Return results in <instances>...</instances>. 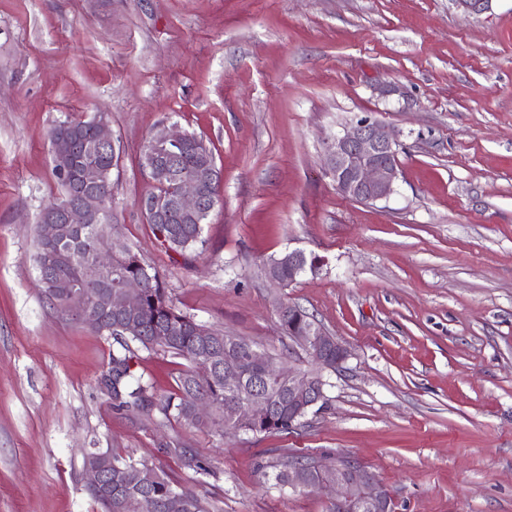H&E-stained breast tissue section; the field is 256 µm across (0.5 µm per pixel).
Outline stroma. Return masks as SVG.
Here are the masks:
<instances>
[{
    "mask_svg": "<svg viewBox=\"0 0 512 512\" xmlns=\"http://www.w3.org/2000/svg\"><path fill=\"white\" fill-rule=\"evenodd\" d=\"M106 115L114 223L209 328L284 352L276 304L314 314L349 356L285 432L219 434L115 410L112 337L52 309L35 269L60 195L50 129ZM368 115L396 136L388 200L343 196L327 138ZM209 142L223 200L202 249L161 247L136 207L161 125ZM322 258L288 288L270 256ZM186 360L138 351L156 397ZM193 449L210 474L160 456ZM163 468L220 512H327L280 487V455L345 453L396 512H512V0H0V512H99L83 454Z\"/></svg>",
    "mask_w": 512,
    "mask_h": 512,
    "instance_id": "obj_1",
    "label": "stroma"
}]
</instances>
